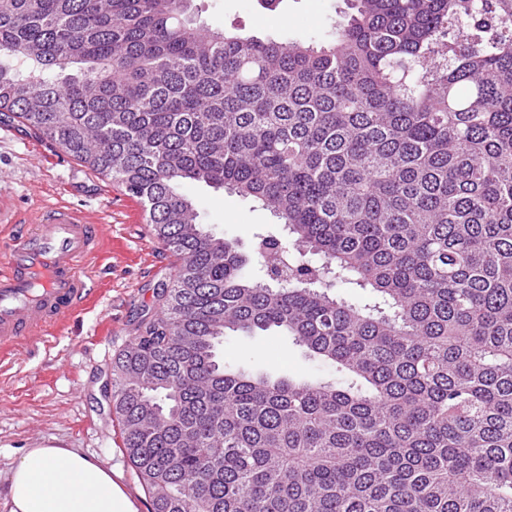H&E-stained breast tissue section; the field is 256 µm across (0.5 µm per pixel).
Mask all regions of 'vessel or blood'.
<instances>
[{"instance_id":"b4317fda","label":"vessel or blood","mask_w":512,"mask_h":512,"mask_svg":"<svg viewBox=\"0 0 512 512\" xmlns=\"http://www.w3.org/2000/svg\"><path fill=\"white\" fill-rule=\"evenodd\" d=\"M0 244V354L57 329L87 307L95 288L86 267L100 251L103 231L80 210L42 206L28 223H11Z\"/></svg>"}]
</instances>
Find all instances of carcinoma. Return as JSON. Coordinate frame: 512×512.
Segmentation results:
<instances>
[{
	"label": "carcinoma",
	"mask_w": 512,
	"mask_h": 512,
	"mask_svg": "<svg viewBox=\"0 0 512 512\" xmlns=\"http://www.w3.org/2000/svg\"><path fill=\"white\" fill-rule=\"evenodd\" d=\"M191 2L0 0V121L177 260L112 366L152 512H512V0H352L322 43ZM184 180L278 218L262 275ZM269 330L342 378L224 366Z\"/></svg>",
	"instance_id": "1"
}]
</instances>
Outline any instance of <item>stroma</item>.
<instances>
[{"label": "stroma", "instance_id": "1", "mask_svg": "<svg viewBox=\"0 0 512 512\" xmlns=\"http://www.w3.org/2000/svg\"><path fill=\"white\" fill-rule=\"evenodd\" d=\"M199 22L262 38L319 39L346 22L348 0H193ZM203 227L251 253L254 236L272 225L259 204L223 189L184 181ZM45 202L88 213L104 227L107 247L90 269L101 290L94 309L69 316L62 329L31 340L0 362V512H9L8 475L30 448H70L106 461L140 512L150 497L124 451L106 388L115 355L130 343L141 315L153 313L156 291L174 274L171 254L150 236L142 206L86 164L15 124L0 123V206L29 219ZM224 362L253 371L282 369L294 377H329L334 370L310 358L291 338L273 331L224 338Z\"/></svg>", "mask_w": 512, "mask_h": 512}]
</instances>
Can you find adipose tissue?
Returning a JSON list of instances; mask_svg holds the SVG:
<instances>
[{
	"label": "adipose tissue",
	"mask_w": 512,
	"mask_h": 512,
	"mask_svg": "<svg viewBox=\"0 0 512 512\" xmlns=\"http://www.w3.org/2000/svg\"><path fill=\"white\" fill-rule=\"evenodd\" d=\"M112 474L69 448L28 449L9 475L10 512H138Z\"/></svg>",
	"instance_id": "obj_1"
}]
</instances>
